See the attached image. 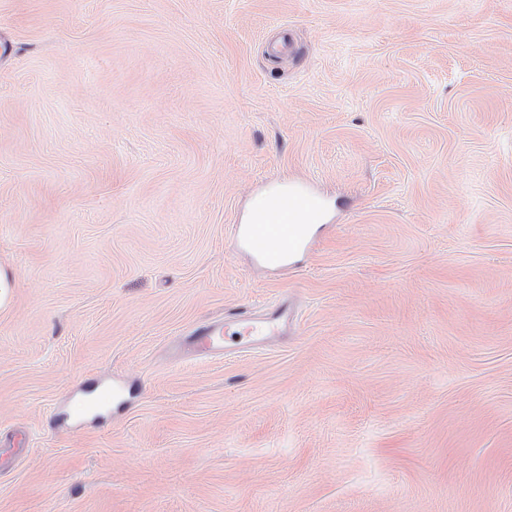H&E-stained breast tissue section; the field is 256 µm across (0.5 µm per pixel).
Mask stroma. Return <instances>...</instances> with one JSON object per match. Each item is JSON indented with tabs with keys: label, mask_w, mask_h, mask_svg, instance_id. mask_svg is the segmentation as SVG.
Here are the masks:
<instances>
[{
	"label": "stroma",
	"mask_w": 512,
	"mask_h": 512,
	"mask_svg": "<svg viewBox=\"0 0 512 512\" xmlns=\"http://www.w3.org/2000/svg\"><path fill=\"white\" fill-rule=\"evenodd\" d=\"M0 270V512H512V0H0ZM316 209V199L295 186L269 190L256 202L253 222L234 225L236 241L259 263L287 268L312 243ZM290 320L286 303L262 315L246 307L225 309L223 318L195 325L182 337L179 348L201 358L223 356L228 337L236 339L238 348L261 345L273 336H281Z\"/></svg>",
	"instance_id": "1"
}]
</instances>
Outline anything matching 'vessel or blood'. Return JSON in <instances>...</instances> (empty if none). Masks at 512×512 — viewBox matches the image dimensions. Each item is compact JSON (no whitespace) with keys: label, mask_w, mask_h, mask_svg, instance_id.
<instances>
[{"label":"vessel or blood","mask_w":512,"mask_h":512,"mask_svg":"<svg viewBox=\"0 0 512 512\" xmlns=\"http://www.w3.org/2000/svg\"><path fill=\"white\" fill-rule=\"evenodd\" d=\"M316 208V199L297 187L267 191L256 203L253 222L235 225V238L259 263L287 267L293 255L312 243L311 222ZM290 320L284 303L261 315L246 307L230 308L223 318L195 325L182 337L179 347L196 357L220 356L228 338H235L241 348L261 345L282 335Z\"/></svg>","instance_id":"vessel-or-blood-1"}]
</instances>
